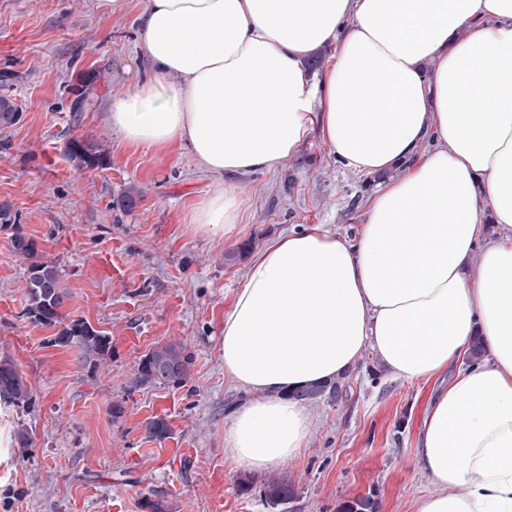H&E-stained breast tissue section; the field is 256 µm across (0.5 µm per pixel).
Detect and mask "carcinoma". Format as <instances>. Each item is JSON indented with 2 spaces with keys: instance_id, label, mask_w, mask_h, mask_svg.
<instances>
[{
  "instance_id": "obj_1",
  "label": "carcinoma",
  "mask_w": 512,
  "mask_h": 512,
  "mask_svg": "<svg viewBox=\"0 0 512 512\" xmlns=\"http://www.w3.org/2000/svg\"><path fill=\"white\" fill-rule=\"evenodd\" d=\"M19 119L18 105L7 95H0V130L7 129ZM72 158L85 164L103 160L97 145L70 144ZM16 218L9 203H0V227L14 228L12 247L15 253L29 260L27 266L25 314L32 321L56 329L52 343L74 348L79 361L94 366L105 359L111 350L110 337L82 319H67L62 307L67 297L62 275L51 263L38 257L36 242L15 224ZM192 365V354L179 342H168L152 348L138 363L131 379L134 387L146 385L180 384L187 380ZM344 378L314 384L301 389L296 398L302 402H317L332 397L341 389ZM0 397L14 405H27L32 399L31 388L23 374L9 359H0ZM263 496L268 505L278 508L294 497L292 486L275 476L264 485Z\"/></svg>"
}]
</instances>
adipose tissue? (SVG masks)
I'll return each instance as SVG.
<instances>
[{"label": "adipose tissue", "instance_id": "1", "mask_svg": "<svg viewBox=\"0 0 512 512\" xmlns=\"http://www.w3.org/2000/svg\"><path fill=\"white\" fill-rule=\"evenodd\" d=\"M335 39L309 76L304 59ZM142 48L152 76L108 114L131 145L266 171L317 121L346 168H405L355 238L315 225L250 264L224 316V372L259 394L224 424L233 461L262 472L296 455L309 416L295 392L347 374L364 346L414 381L477 340L483 360L417 433L435 490L415 510L512 512V0H148ZM239 219L232 186L190 215L227 233ZM489 219L506 236L485 241Z\"/></svg>", "mask_w": 512, "mask_h": 512}]
</instances>
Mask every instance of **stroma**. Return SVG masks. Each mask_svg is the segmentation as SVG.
Segmentation results:
<instances>
[{"mask_svg": "<svg viewBox=\"0 0 512 512\" xmlns=\"http://www.w3.org/2000/svg\"><path fill=\"white\" fill-rule=\"evenodd\" d=\"M146 8L147 0H0V73L10 74L20 112L0 130V202L60 270L64 314L112 343L95 368L76 349L51 345L54 328L24 313L27 263L12 228L0 227V359L17 365L33 393L25 407L0 401V512H146L151 496L167 512H273L262 494L271 475L294 489L283 512H341L367 495L377 512H415L434 487L414 439L449 377H394L368 347L338 399L310 404L306 445L294 457L266 475L227 456L224 418L245 392L224 373V315L250 261L225 263V251L248 242L256 254L315 224L353 238L379 182L345 168L316 124L293 157L263 172H208L188 147L129 145L107 114L149 74ZM86 83L95 105L78 112L73 89ZM74 140L99 144L103 164L73 161ZM223 184L237 187L241 206L225 235L189 219ZM130 189L140 193L136 208L113 209ZM171 341L193 356L188 379L131 387L140 358ZM153 419L167 423L165 438L147 436Z\"/></svg>", "mask_w": 512, "mask_h": 512, "instance_id": "stroma-1", "label": "stroma"}]
</instances>
